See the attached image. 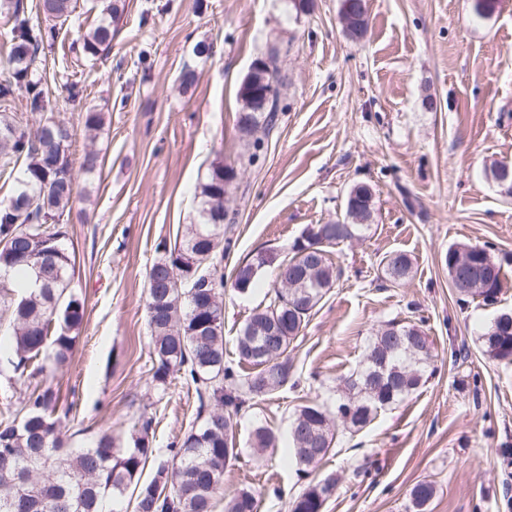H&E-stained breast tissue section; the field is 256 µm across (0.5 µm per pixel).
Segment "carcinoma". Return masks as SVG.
Returning <instances> with one entry per match:
<instances>
[{"mask_svg": "<svg viewBox=\"0 0 512 512\" xmlns=\"http://www.w3.org/2000/svg\"><path fill=\"white\" fill-rule=\"evenodd\" d=\"M12 22L7 64L11 77L0 80V102L26 93V110L42 112L49 98L32 69L45 46L54 42L60 27L71 20L74 0H39L37 12L47 25L31 22L24 0H3L0 8ZM123 6L108 3L97 25L80 35L84 57L97 61L112 47V22ZM282 48L271 45L256 60L241 83L238 95L246 112L240 129L259 150L279 111V98L262 110L257 92L279 85ZM70 129L53 116L31 132L15 116L0 114V175L14 172L17 188L0 201V320L9 322L13 336V372L17 379L34 381L19 423L0 424V512H107L108 503L130 494L133 512H213L224 486V473L238 459L233 443L232 420L256 401L280 392L294 377L292 344L307 326L313 310L336 281L331 248L341 242L342 231L355 237L367 230L373 197L366 185L350 192L345 213L350 223L327 224V245L318 252L292 255L277 266V279L288 278L291 287H270L263 300L240 327L236 337L238 363L224 361V273L219 256L224 254V221H233L224 208L225 186L233 169L211 167L199 187L200 219L185 225L174 247L157 246L158 257L147 273L146 313L152 335V377L160 388L181 375L195 389L199 411L208 415L192 423L172 456L165 458L150 446L151 419L134 424L128 446L114 447L104 434L94 446H66L63 423L70 411L58 414L53 390L37 377L47 367L39 360L43 350L55 365L66 363L83 324L84 303L71 291V258L64 245V215L71 213L75 173L69 159ZM472 274L463 287L451 286L458 299H480L486 305L497 300L503 268L487 246H468ZM273 259L259 253L238 265L235 274L249 276L244 292L254 290L262 270ZM384 270L395 282L412 275V261L405 253L382 259ZM397 325L400 342L375 333L358 369L339 380L333 396L322 403L300 406L292 417L283 458L304 469L316 467L336 443L338 426L358 433L371 425L378 413L403 403L426 381L433 361L429 337L415 323ZM262 326L275 343V353L260 359V337L253 327ZM483 355L512 362V317L498 318L479 336ZM253 371L243 373L241 363ZM277 448L269 428L256 429L253 449L262 454ZM153 462L155 475L141 480L145 465ZM336 489V477L328 474L308 486L292 503L291 512H323L325 501ZM435 493L427 481L411 490L413 512H426ZM255 497L247 489L224 501V512H255Z\"/></svg>", "mask_w": 512, "mask_h": 512, "instance_id": "carcinoma-1", "label": "carcinoma"}]
</instances>
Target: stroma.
<instances>
[{
  "label": "stroma",
  "instance_id": "1",
  "mask_svg": "<svg viewBox=\"0 0 512 512\" xmlns=\"http://www.w3.org/2000/svg\"><path fill=\"white\" fill-rule=\"evenodd\" d=\"M107 58L91 63L73 27L101 19V0H77L34 72L47 112L71 130L77 173L65 225L72 287L85 306L67 364L48 369L59 408L85 432L126 445L140 415L153 448L169 455L196 417L193 389L152 380L146 274L160 242L198 221V186L218 162L236 177L225 205L238 213L224 274L256 254L284 259L306 225L343 221L355 185L373 190L364 237L332 250L340 271L292 352L297 387L238 417L241 454L224 475V497L247 489L257 512H290L317 475L335 474L323 512H406L412 488L433 482L427 512H512V363L478 349L481 329L512 310V193L493 165L512 162V0L478 16L473 0H366L358 38L341 22L343 0H122ZM283 47L281 112L257 154L238 122L237 93L267 46ZM195 81L185 85V70ZM84 93L68 100L65 86ZM104 116L96 138L86 112ZM94 171L82 170L87 151ZM491 244L505 275L495 304H463L443 258L452 245ZM409 255L414 273L395 284L381 261ZM276 276L258 288L224 289V357ZM421 323L435 372L396 409L343 435L317 474L300 475L281 451L255 455L257 427L287 439L301 405L326 400L391 319Z\"/></svg>",
  "mask_w": 512,
  "mask_h": 512
}]
</instances>
